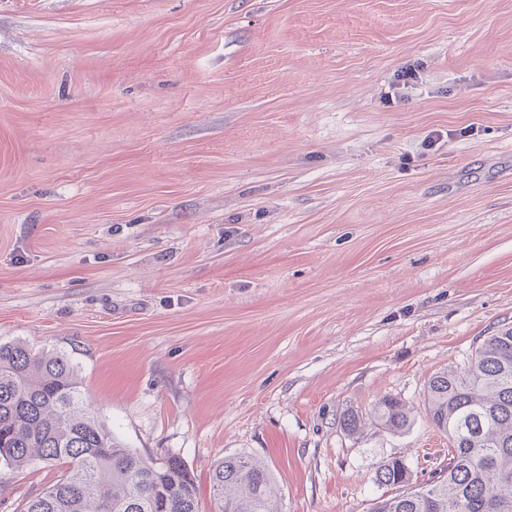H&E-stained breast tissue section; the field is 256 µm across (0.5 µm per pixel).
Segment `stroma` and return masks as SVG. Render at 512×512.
Wrapping results in <instances>:
<instances>
[{
	"mask_svg": "<svg viewBox=\"0 0 512 512\" xmlns=\"http://www.w3.org/2000/svg\"><path fill=\"white\" fill-rule=\"evenodd\" d=\"M505 325L512 0H0V343L66 354L201 512L233 456L280 512L427 480L429 378ZM60 473L0 462V512ZM371 413L384 428L391 431L403 430L410 423V412L406 404L392 396H384L375 402ZM411 473L408 466L400 458H390L382 461L376 471L378 484L398 488L410 485Z\"/></svg>",
	"mask_w": 512,
	"mask_h": 512,
	"instance_id": "35a3bbf8",
	"label": "stroma"
}]
</instances>
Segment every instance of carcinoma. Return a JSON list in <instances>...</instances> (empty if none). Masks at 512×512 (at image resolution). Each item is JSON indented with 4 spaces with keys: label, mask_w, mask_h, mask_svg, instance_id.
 Masks as SVG:
<instances>
[{
    "label": "carcinoma",
    "mask_w": 512,
    "mask_h": 512,
    "mask_svg": "<svg viewBox=\"0 0 512 512\" xmlns=\"http://www.w3.org/2000/svg\"><path fill=\"white\" fill-rule=\"evenodd\" d=\"M432 425L448 435V464L415 489L400 458L381 462L378 484L406 491L373 512H512V326L483 339L463 367L437 372L424 392ZM371 413L384 428L405 429L402 400L380 398ZM0 461L63 467L60 478L24 512H200L195 478L184 461L160 462L127 448L101 421L72 361L0 344ZM272 472L247 456L212 471L214 512H274Z\"/></svg>",
    "instance_id": "carcinoma-1"
}]
</instances>
